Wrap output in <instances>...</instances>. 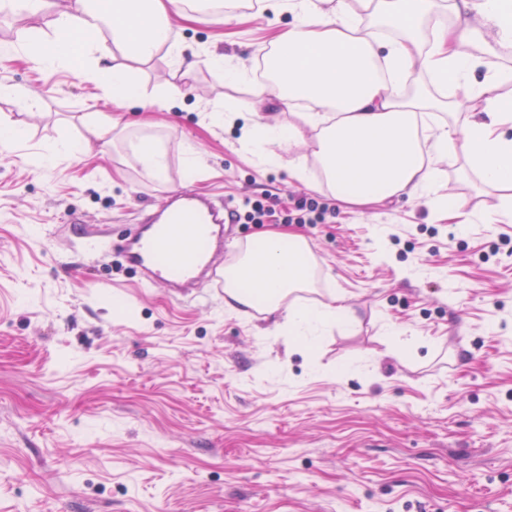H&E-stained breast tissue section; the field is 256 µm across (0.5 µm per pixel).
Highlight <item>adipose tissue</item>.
<instances>
[{"instance_id":"1","label":"adipose tissue","mask_w":512,"mask_h":512,"mask_svg":"<svg viewBox=\"0 0 512 512\" xmlns=\"http://www.w3.org/2000/svg\"><path fill=\"white\" fill-rule=\"evenodd\" d=\"M360 2L357 11L351 0H257L259 13L294 18L271 42L260 82L232 58L197 51L174 33V19L197 22L219 10L225 24H233L243 0H69L54 38L35 31L23 44L1 41L0 58L22 54L39 68L65 69L97 85L112 104L101 123L113 130L130 107L170 110L172 93L146 95L135 71L158 53L177 68L205 66L225 82H251L269 105L308 104L288 126L271 113L259 123L212 110L214 118L240 122L242 140L261 161L277 164L279 151L310 137L337 200L369 206L403 196L468 223V198L437 194L439 163L465 160L484 185L512 190V95L502 91L512 83V68L468 81L479 62L471 45L492 55L498 45L512 43V0ZM431 19L433 36L419 47L417 27ZM385 26L397 37L381 38ZM462 87L477 105L459 120L452 116L451 91ZM313 269L304 237L270 232L252 238L224 273V310L278 315L279 328L305 345L320 326L353 324L348 306L291 301V294L309 286Z\"/></svg>"}]
</instances>
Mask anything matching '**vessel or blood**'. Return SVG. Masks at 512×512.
Instances as JSON below:
<instances>
[{
    "instance_id": "b4317fda",
    "label": "vessel or blood",
    "mask_w": 512,
    "mask_h": 512,
    "mask_svg": "<svg viewBox=\"0 0 512 512\" xmlns=\"http://www.w3.org/2000/svg\"><path fill=\"white\" fill-rule=\"evenodd\" d=\"M234 209L198 193L177 192L112 247L140 276L142 286L163 285L178 295L224 285V241Z\"/></svg>"
}]
</instances>
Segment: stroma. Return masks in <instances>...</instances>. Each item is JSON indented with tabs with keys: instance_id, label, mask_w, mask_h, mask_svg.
I'll use <instances>...</instances> for the list:
<instances>
[{
	"instance_id": "1",
	"label": "stroma",
	"mask_w": 512,
	"mask_h": 512,
	"mask_svg": "<svg viewBox=\"0 0 512 512\" xmlns=\"http://www.w3.org/2000/svg\"><path fill=\"white\" fill-rule=\"evenodd\" d=\"M63 3L0 9V41L52 33ZM275 28L213 15L182 36L252 68ZM1 81L36 105L0 98V116L26 130L0 155V512H512L504 191L457 165L441 177L439 196L501 212L495 224H452L402 196L334 202L312 143L270 166L211 121L216 104L252 111L251 85L174 70L162 54L141 82L149 95L175 88L170 111L131 109L126 130L93 142L95 159L42 167L46 148L83 141L87 115L111 105L20 58L0 61ZM142 135L164 142L163 177L136 163L129 142ZM296 154L309 182L288 172ZM177 190L334 203L326 223L287 227L317 262L296 298L342 296L355 323L300 347L272 316L226 314L211 289L175 300L117 254L83 252L77 226L123 233Z\"/></svg>"
}]
</instances>
